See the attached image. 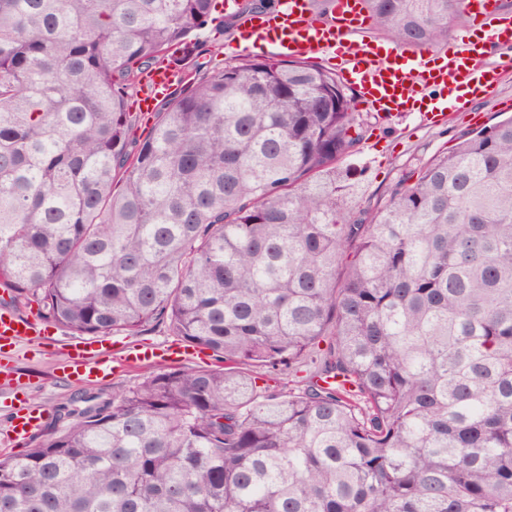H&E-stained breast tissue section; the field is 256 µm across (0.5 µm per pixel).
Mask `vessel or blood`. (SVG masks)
Here are the masks:
<instances>
[{
	"label": "vessel or blood",
	"instance_id": "vessel-or-blood-1",
	"mask_svg": "<svg viewBox=\"0 0 512 512\" xmlns=\"http://www.w3.org/2000/svg\"><path fill=\"white\" fill-rule=\"evenodd\" d=\"M464 8L472 19L484 22L481 39L461 36L437 57H410L397 46L363 38L367 22L360 0H330L321 20L315 19L310 0H281L276 11L244 19L239 46L245 51L272 47L287 57L333 56L341 76L387 113L403 111L418 93L433 91L424 118L435 125L445 120L449 103L460 101L462 93L476 99L490 97L503 77L512 73V55L507 52L512 46V16L497 15L496 0H465ZM178 81L169 65L151 69L144 78L139 111H153L159 97L174 90ZM41 334L37 320L0 308V350ZM107 345L104 336L70 344L67 367L71 375L87 383L109 375L114 366ZM43 424L39 410H27L13 418L8 439L13 443L27 439Z\"/></svg>",
	"mask_w": 512,
	"mask_h": 512
}]
</instances>
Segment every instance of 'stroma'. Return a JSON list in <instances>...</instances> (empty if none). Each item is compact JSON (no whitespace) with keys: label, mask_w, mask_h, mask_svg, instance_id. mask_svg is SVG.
Returning <instances> with one entry per match:
<instances>
[{"label":"stroma","mask_w":512,"mask_h":512,"mask_svg":"<svg viewBox=\"0 0 512 512\" xmlns=\"http://www.w3.org/2000/svg\"><path fill=\"white\" fill-rule=\"evenodd\" d=\"M231 15V9L218 5L214 20L194 33L200 42L208 44L217 38L224 45L221 54L205 51L198 57L202 75H211L221 64L239 57L230 47L238 35L237 27L230 24ZM353 111L357 118L372 126L370 137L345 161L346 166L358 171L347 197L348 208L356 211L384 202L405 172L449 149L470 130L512 117V74L505 77L493 96L472 101L464 109L449 113L447 120L437 125L426 123L418 111L401 114L376 111L359 96L354 99ZM42 328L44 340L20 344L14 364L24 381L18 400L41 409L44 418H51L57 407L70 403L84 390L119 393L137 385L150 372L149 366H136L109 374L86 387L68 382L63 376V362L66 346L74 336L47 322ZM130 342L154 349L159 362L172 368L221 366L211 350L188 345L163 323H150L131 337L124 334L112 337L117 348Z\"/></svg>","instance_id":"stroma-1"}]
</instances>
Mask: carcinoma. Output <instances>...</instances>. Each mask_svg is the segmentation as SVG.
Masks as SVG:
<instances>
[{
    "label": "carcinoma",
    "mask_w": 512,
    "mask_h": 512,
    "mask_svg": "<svg viewBox=\"0 0 512 512\" xmlns=\"http://www.w3.org/2000/svg\"><path fill=\"white\" fill-rule=\"evenodd\" d=\"M363 4L415 47L464 12ZM215 6L0 0V289L224 361L81 394L0 457V512H512V119L357 214L338 162L369 128L332 69L187 71L137 138L130 90Z\"/></svg>",
    "instance_id": "obj_1"
}]
</instances>
